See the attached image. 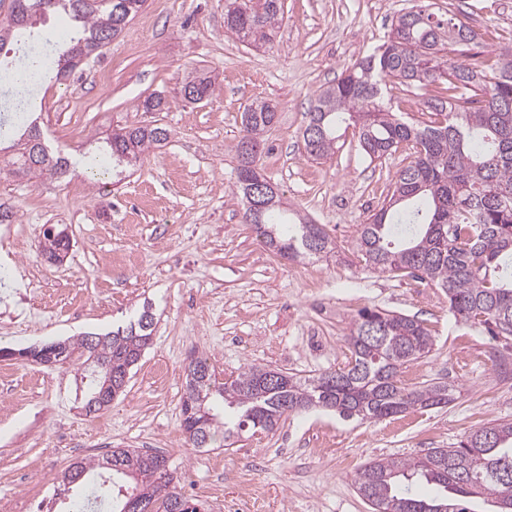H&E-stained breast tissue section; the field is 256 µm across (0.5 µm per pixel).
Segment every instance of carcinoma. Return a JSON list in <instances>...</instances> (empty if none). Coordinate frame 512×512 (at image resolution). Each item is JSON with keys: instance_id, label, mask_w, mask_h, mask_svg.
<instances>
[{"instance_id": "obj_1", "label": "carcinoma", "mask_w": 512, "mask_h": 512, "mask_svg": "<svg viewBox=\"0 0 512 512\" xmlns=\"http://www.w3.org/2000/svg\"><path fill=\"white\" fill-rule=\"evenodd\" d=\"M38 0H15L0 24V51L34 27ZM49 14L75 22L64 39L42 44L49 64L33 54L17 75L36 81L75 69L94 51L119 36L146 0H50ZM284 14V0H227L224 28L255 47L272 41ZM480 34L459 18H442L428 6L399 14L387 38L346 69L336 83L321 89L306 112L301 132L312 160L335 153L341 128L358 129L359 147L370 159L410 143L413 159L397 174L387 202L361 225L357 249L366 265L382 273H404L428 280L448 292L449 309L490 336H512V50L480 66L458 64L448 51L475 43ZM425 88L438 94L423 101L429 120H406L393 112L381 85ZM11 100L24 111V134L41 137L28 95L31 84L14 79ZM277 103L256 100L243 112V134L235 146V187L245 204L251 185L241 173L260 170L263 136L276 120ZM160 126L123 127L106 142L112 170L139 162L166 142ZM17 161L29 175L53 176L68 160L43 146L24 143ZM251 226L272 253L298 261L336 249L323 225L292 209L280 196L264 201ZM43 254L50 258L70 247L63 232L44 233ZM149 309L124 326L86 333L58 342L61 362L84 355V407L99 413L110 407L151 341ZM351 354L341 369L298 377L251 365L217 383L207 359L186 368L181 427L194 448H208L246 430L271 432L285 416L312 410L336 413L343 420H380L416 407L442 408L453 389L436 382L408 387L403 370L429 355L433 339L423 322L387 310L362 308L347 338ZM159 454L114 448L98 459L70 464L60 476L77 489L68 512L92 504L95 512H125L128 496L139 492L159 512L186 499L171 491L170 474L157 471ZM360 496L372 512H471V498L491 497L504 508L512 494V422H489L453 448H431L416 458H379L357 473Z\"/></svg>"}]
</instances>
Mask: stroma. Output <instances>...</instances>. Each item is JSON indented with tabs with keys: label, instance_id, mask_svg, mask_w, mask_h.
<instances>
[{
	"label": "stroma",
	"instance_id": "obj_1",
	"mask_svg": "<svg viewBox=\"0 0 512 512\" xmlns=\"http://www.w3.org/2000/svg\"><path fill=\"white\" fill-rule=\"evenodd\" d=\"M430 2L482 33L464 61L512 47V0ZM418 3L285 0L276 37L257 49L225 30V0H147L99 54L33 87L50 146L74 157L95 155L119 127L161 126L169 139L119 179L108 166L36 178L14 163L18 134L0 135V201L16 212L0 235V344L106 332L145 307L155 330L123 393L91 416L79 364L0 358V512H49L70 463L115 448L165 454L177 492L200 512H370L355 485L364 463L450 448L485 423L512 421V337L458 322L443 289L374 271L356 249L407 148L370 160L352 128L324 160L302 144L310 100ZM200 74L211 76V94L187 103L176 89ZM154 93L166 95L164 111H144ZM257 99L278 104L261 170L285 206L324 225L336 242L330 257L281 258L244 219L234 146ZM50 226L71 240L60 263L41 250ZM364 307L423 322L434 347L411 364L414 382L454 386L451 404L362 422L311 411L273 432H241L215 448L221 468L202 465L181 429L191 358L207 357L220 379L250 365L301 377L335 370ZM159 364L168 368L160 381Z\"/></svg>",
	"mask_w": 512,
	"mask_h": 512
}]
</instances>
